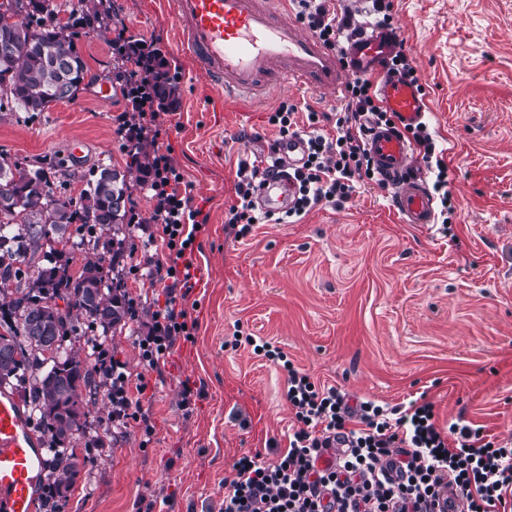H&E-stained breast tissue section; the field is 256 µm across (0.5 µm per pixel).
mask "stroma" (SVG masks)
Returning <instances> with one entry per match:
<instances>
[{
    "instance_id": "1",
    "label": "stroma",
    "mask_w": 512,
    "mask_h": 512,
    "mask_svg": "<svg viewBox=\"0 0 512 512\" xmlns=\"http://www.w3.org/2000/svg\"><path fill=\"white\" fill-rule=\"evenodd\" d=\"M392 27L425 89L429 124L448 165L456 213L450 228L400 223L379 184L358 180L342 204L312 208L298 223L256 226L236 237L239 160L266 158L277 137L268 117L281 102L319 112L342 99L290 86L256 103L225 102L179 45L166 0H100L107 27L74 47L86 66L75 100L29 113L0 103V157L29 167L46 157L69 172L57 195L78 197L92 169L128 174L139 223L130 225L124 287L137 319L105 343L129 376L145 374L142 399L153 426L113 430L93 444L110 411L105 395L88 405L86 427L70 440L80 468L61 512H218L224 473L245 453L271 460L295 428L284 372L235 345L242 333L271 342L318 384L351 399L391 405L425 397L440 426L462 421L512 442V0H390ZM161 49L179 88L178 106L158 114L157 147L171 149L192 204L208 216L195 264L201 287L176 305L198 321L194 341H177L158 370L145 372L137 338L163 284L133 267L142 238L160 236L152 201L116 133L124 109L116 28ZM112 87L104 106L92 85ZM83 142V157L70 156ZM201 386L192 410L183 380Z\"/></svg>"
}]
</instances>
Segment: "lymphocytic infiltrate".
Returning <instances> with one entry per match:
<instances>
[{
	"label": "lymphocytic infiltrate",
	"mask_w": 512,
	"mask_h": 512,
	"mask_svg": "<svg viewBox=\"0 0 512 512\" xmlns=\"http://www.w3.org/2000/svg\"><path fill=\"white\" fill-rule=\"evenodd\" d=\"M296 19L312 30L331 50L342 51L346 29L354 25L351 13L330 10L327 0H291ZM116 59L129 63L124 74V114L117 133L131 158L154 140L159 103L153 63L157 52L145 41L127 37L118 29L112 39ZM337 112L335 137L318 130L324 113L308 110L307 131H300L296 104L282 102L268 118L281 138L304 136L307 155L292 176L298 187L286 218H298L321 203L339 205L355 190V178L376 181L377 173L366 149L365 116L387 121L388 116L364 78L350 79ZM409 136L424 162L430 163L433 189L443 223L455 213L448 189V166L435 159V144L427 124L410 129ZM266 173L255 162H241L237 171L236 204L228 224L238 236L253 224L267 221L256 194ZM141 184L151 193L153 223L162 228L163 255H145L151 282L165 283L166 300L158 307L140 336L141 358L158 369L177 340H193L195 324L176 307V288L192 290L194 243L207 222L201 209L192 207L181 189L182 175L170 152H153L149 172ZM254 352L277 363L287 373L286 399L297 423L288 436L287 450L266 462L242 455L224 477L220 512H448L449 497H456L465 512H512V445L487 439L482 427L450 424L441 428L431 403L410 401L389 406L365 400L352 406L336 387H319L296 369L287 355L266 341L247 337ZM98 375L106 383L112 405L110 426L137 423L145 433L153 427L141 411V397L149 383L145 376L130 379L124 365L106 348L98 350ZM345 437L347 445L337 463L318 468L321 453Z\"/></svg>",
	"instance_id": "obj_1"
}]
</instances>
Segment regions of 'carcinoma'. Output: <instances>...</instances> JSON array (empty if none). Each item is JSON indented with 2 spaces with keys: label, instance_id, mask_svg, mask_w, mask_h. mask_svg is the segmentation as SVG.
Returning a JSON list of instances; mask_svg holds the SVG:
<instances>
[{
  "label": "carcinoma",
  "instance_id": "cac0c4a2",
  "mask_svg": "<svg viewBox=\"0 0 512 512\" xmlns=\"http://www.w3.org/2000/svg\"><path fill=\"white\" fill-rule=\"evenodd\" d=\"M46 0H33L27 21L0 23V96L6 95L26 112H42L60 102L57 89L65 85L75 98L84 82L86 69L76 53L68 25L45 27ZM41 28L31 42V26ZM162 101L178 98V86L171 79L166 61L155 71ZM65 176L47 162L35 169L14 168L0 161V192L6 191L13 203L0 209V339L13 347L9 362L0 364V385L28 374L31 390L28 406L38 416L37 432L46 444L43 470L51 473L56 488H69L79 472L75 451L64 448L67 439L85 426L87 412L82 395L99 392L93 370L79 351L63 347L65 339L79 331L80 320H87L101 335L116 332L133 320L131 302L122 282L128 205L127 174L108 166L92 171L78 200L61 198L54 191L55 180ZM80 223L77 233L73 224ZM112 231L107 253L86 261L76 274L68 272L65 256L78 249L98 248L95 229ZM39 259L31 272L22 269ZM109 262L112 276L103 274ZM67 300L64 316L50 307L55 299ZM45 319L43 335L56 344L51 371H41L45 361L44 343L32 329L35 319Z\"/></svg>",
  "mask_w": 512,
  "mask_h": 512
}]
</instances>
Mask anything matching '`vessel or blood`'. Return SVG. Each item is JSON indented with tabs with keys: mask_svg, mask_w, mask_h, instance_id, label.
I'll list each match as a JSON object with an SVG mask.
<instances>
[{
	"mask_svg": "<svg viewBox=\"0 0 512 512\" xmlns=\"http://www.w3.org/2000/svg\"><path fill=\"white\" fill-rule=\"evenodd\" d=\"M183 46L212 82L228 96H259L286 84L315 93L340 94L357 76L377 80V95L391 113V124H369L366 147L380 181L391 191L393 209L402 223L426 229L436 211L407 127L428 112L417 82L390 72L399 52L395 31L370 27L349 39L343 56L328 50L318 37L274 9L270 0H172ZM300 139L279 143L273 157L298 165ZM295 193L283 176L268 177L260 190L263 210L279 213ZM43 456L21 403L0 389V512H33Z\"/></svg>",
	"mask_w": 512,
	"mask_h": 512,
	"instance_id": "vessel-or-blood-1",
	"label": "vessel or blood"
}]
</instances>
